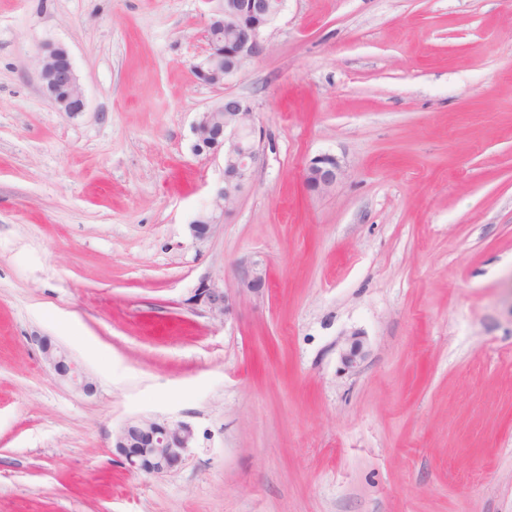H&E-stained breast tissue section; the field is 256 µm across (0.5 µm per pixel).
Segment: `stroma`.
<instances>
[{
  "mask_svg": "<svg viewBox=\"0 0 512 512\" xmlns=\"http://www.w3.org/2000/svg\"><path fill=\"white\" fill-rule=\"evenodd\" d=\"M210 9L0 0V512H512V0H285L224 89L192 74ZM228 91L266 161L198 242L224 159L191 127ZM255 263L263 293L213 318L200 283ZM140 417L192 425L177 469L119 462ZM39 78L43 88L61 112L78 115L86 109L85 94L69 51L59 46L54 54L39 57ZM344 176V170L337 158L325 154L313 158L304 168L302 178L304 183L315 181L318 186V194H327L336 188ZM364 342L358 333L348 335L344 342L342 360L348 367H356L366 357ZM36 341L45 362L62 384L87 396L94 393V382L64 348L46 336H39Z\"/></svg>",
  "mask_w": 512,
  "mask_h": 512,
  "instance_id": "obj_1",
  "label": "stroma"
}]
</instances>
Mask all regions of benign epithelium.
Masks as SVG:
<instances>
[{
  "instance_id": "7a95c632",
  "label": "benign epithelium",
  "mask_w": 512,
  "mask_h": 512,
  "mask_svg": "<svg viewBox=\"0 0 512 512\" xmlns=\"http://www.w3.org/2000/svg\"><path fill=\"white\" fill-rule=\"evenodd\" d=\"M213 1L216 6L211 10L205 29L209 52L202 62L193 66V73L202 84L222 87L236 77L248 60L265 50V33L278 13L270 11L265 0H254L248 14L244 13L239 0H208ZM39 78L60 111L71 115L85 111V94L65 47L59 46L55 53L39 57ZM220 106L223 112L218 113L213 108L202 112L192 126L195 154L216 156L224 153V184L215 193V209L199 213L189 224L190 234L198 242L212 236L219 215L228 213L236 204L265 161L260 146L261 132L251 103L226 94ZM343 176L342 166L330 154L312 159L302 174L304 182L317 184L320 194L333 191ZM239 285L243 293H261L265 276L260 265L253 264L240 278ZM199 297L215 318L223 320L231 311L228 289L215 281L203 283ZM36 341L45 362L61 383L87 396L94 393V382L64 348L46 336H39ZM365 357L366 349L360 335L355 332L348 335L342 351L344 363L355 367ZM194 441V430L186 422L137 418L124 424L112 447L128 471L160 476L185 461Z\"/></svg>"
}]
</instances>
